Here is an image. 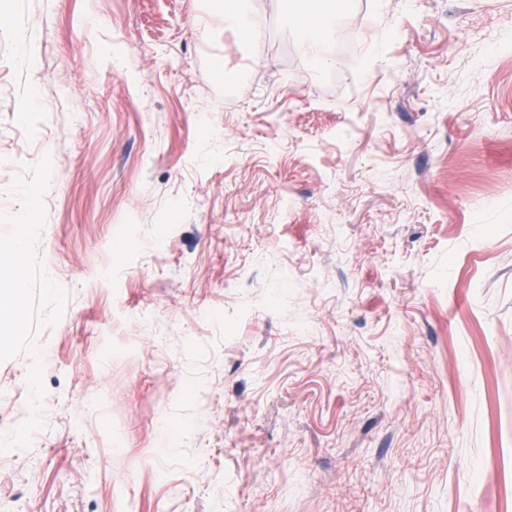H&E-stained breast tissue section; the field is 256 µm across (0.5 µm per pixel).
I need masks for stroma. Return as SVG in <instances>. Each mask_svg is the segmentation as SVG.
I'll return each instance as SVG.
<instances>
[{"mask_svg": "<svg viewBox=\"0 0 512 512\" xmlns=\"http://www.w3.org/2000/svg\"><path fill=\"white\" fill-rule=\"evenodd\" d=\"M224 2L0 0V212L50 154L72 293L0 512H512V0H347L332 67ZM264 15L251 6L247 0H236L224 10V28L227 31L258 33L264 26Z\"/></svg>", "mask_w": 512, "mask_h": 512, "instance_id": "obj_1", "label": "stroma"}]
</instances>
